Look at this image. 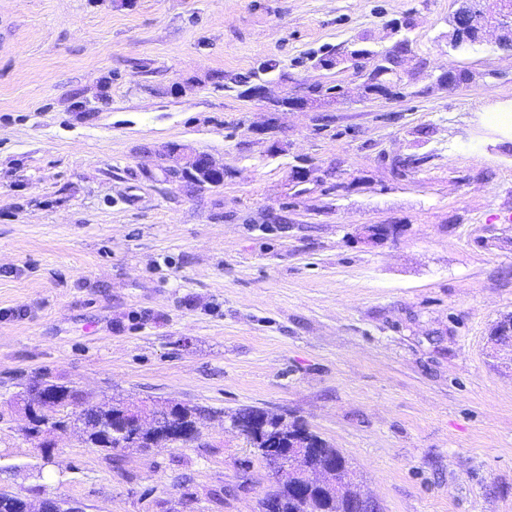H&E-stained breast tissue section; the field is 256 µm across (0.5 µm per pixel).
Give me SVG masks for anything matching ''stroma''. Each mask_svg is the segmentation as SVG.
<instances>
[{
  "label": "stroma",
  "instance_id": "obj_1",
  "mask_svg": "<svg viewBox=\"0 0 512 512\" xmlns=\"http://www.w3.org/2000/svg\"><path fill=\"white\" fill-rule=\"evenodd\" d=\"M454 0H0V488L85 512H260L229 412L300 419L380 512H512V53L448 43ZM400 96L320 53L390 48ZM275 59L272 112L224 77ZM450 69L472 73L452 88ZM182 145L223 182L169 177ZM423 158L397 175L394 162ZM369 224L393 236L362 238ZM49 375L89 404L202 405L199 441L34 437ZM52 450L46 462L44 450Z\"/></svg>",
  "mask_w": 512,
  "mask_h": 512
}]
</instances>
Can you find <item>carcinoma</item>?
<instances>
[{
    "instance_id": "carcinoma-1",
    "label": "carcinoma",
    "mask_w": 512,
    "mask_h": 512,
    "mask_svg": "<svg viewBox=\"0 0 512 512\" xmlns=\"http://www.w3.org/2000/svg\"><path fill=\"white\" fill-rule=\"evenodd\" d=\"M340 90L335 85H315L306 88V97L312 101H333ZM491 344L499 348L509 347L512 342V315L504 317L493 328ZM43 391L50 397L63 400L67 398L66 386L55 382L48 375L41 382ZM122 404H113L107 408L87 406L84 430L85 442L93 448L110 450L112 448H151L167 443L169 436L164 428L144 426L142 430L112 439L106 445L100 440V426L108 424L110 414L121 411ZM183 412L172 411L177 421L192 428L198 427L208 408L201 406H182ZM230 425L244 434L251 447L255 448L263 459L271 455L270 449L278 452L290 447L289 440L300 435L305 442L304 451L288 456V475L274 480L273 486L261 504L269 500L277 502L279 512H348L350 499L360 495L350 478L348 459L332 447L309 426L298 420L270 413L263 408L248 406L229 415ZM326 472L328 477L318 485L304 478V474ZM27 500L7 490L0 492V512H24Z\"/></svg>"
}]
</instances>
